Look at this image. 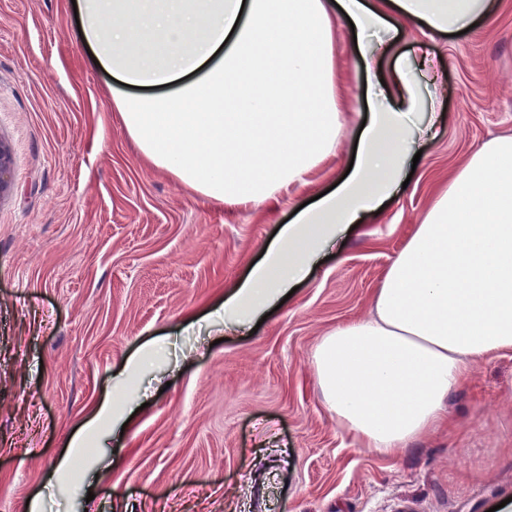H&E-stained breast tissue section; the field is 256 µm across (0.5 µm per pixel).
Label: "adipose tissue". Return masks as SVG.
<instances>
[{
	"label": "adipose tissue",
	"mask_w": 512,
	"mask_h": 512,
	"mask_svg": "<svg viewBox=\"0 0 512 512\" xmlns=\"http://www.w3.org/2000/svg\"><path fill=\"white\" fill-rule=\"evenodd\" d=\"M80 37L115 79L112 102L143 156L224 205H263L305 185L334 151V26L369 35L392 16L431 32L489 17L486 0H79ZM336 189L299 210L224 298L226 330L248 327L303 280L328 243L393 196L428 132L409 72L386 75ZM364 319L321 339L312 364L337 423L368 449L402 451L445 422L472 363L512 351V136L472 154L391 263Z\"/></svg>",
	"instance_id": "obj_1"
}]
</instances>
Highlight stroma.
I'll return each mask as SVG.
<instances>
[{"label": "stroma", "mask_w": 512, "mask_h": 512, "mask_svg": "<svg viewBox=\"0 0 512 512\" xmlns=\"http://www.w3.org/2000/svg\"><path fill=\"white\" fill-rule=\"evenodd\" d=\"M465 34L394 19L371 38L406 67L431 129L406 188L342 234L258 330L221 306L300 206L346 173L372 101L336 20V150L276 208L222 206L153 166L112 110L72 0H0V512H512V353L478 359L447 426L394 456L358 447L324 404L311 356L366 317L436 192L490 139L512 135V0ZM163 354L135 387L125 362ZM120 393L73 472L56 462ZM159 345H147L141 348L124 366L121 375L125 380H134L141 369L155 359L158 354ZM118 423L121 420H127L123 407L115 401H103L99 404L93 416L89 419L87 426L93 429L97 428V424L102 421H111Z\"/></svg>", "instance_id": "stroma-1"}]
</instances>
